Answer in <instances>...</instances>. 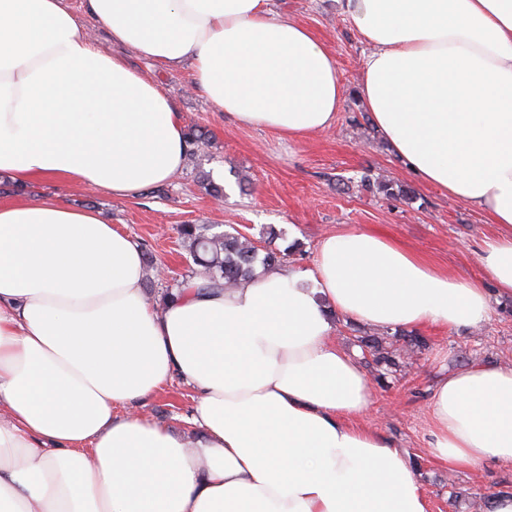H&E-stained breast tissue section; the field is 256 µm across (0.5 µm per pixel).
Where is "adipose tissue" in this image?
<instances>
[{
	"mask_svg": "<svg viewBox=\"0 0 512 512\" xmlns=\"http://www.w3.org/2000/svg\"><path fill=\"white\" fill-rule=\"evenodd\" d=\"M371 47L359 94L403 166L479 209L483 278L340 225L308 267L143 290L142 251L99 211L0 205V512H429L400 448L359 425L369 382L334 335L458 331L512 298V0H338ZM114 42L170 68L238 126L300 140L332 126L336 63L269 0H88ZM170 98L96 51L63 0H0V177L127 199L181 170ZM182 378L187 437L130 415ZM434 456L512 465V367L439 377Z\"/></svg>",
	"mask_w": 512,
	"mask_h": 512,
	"instance_id": "ef3b65f1",
	"label": "adipose tissue"
}]
</instances>
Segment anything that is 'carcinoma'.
<instances>
[{
  "instance_id": "cac0c4a2",
  "label": "carcinoma",
  "mask_w": 512,
  "mask_h": 512,
  "mask_svg": "<svg viewBox=\"0 0 512 512\" xmlns=\"http://www.w3.org/2000/svg\"><path fill=\"white\" fill-rule=\"evenodd\" d=\"M186 139L187 154L190 156L196 155L209 142L208 134L201 129L189 130ZM362 183L387 197L408 199L411 196L410 190L390 182L374 183L365 176ZM178 234L191 264L201 268V275H187L166 288L160 295L161 305L174 299V290H180L194 281H201L203 287L233 286L240 280L256 276L257 267H262V272L268 273L283 266L289 257L300 252L297 242L282 250L274 246L281 233L273 227L266 232L265 246L261 249L238 230L217 231L213 224H181ZM393 338L416 350L429 347L426 338L412 332H398ZM358 343L362 352L369 355L373 364L381 370L388 372L399 366L400 354L387 343L386 337L360 336Z\"/></svg>"
}]
</instances>
